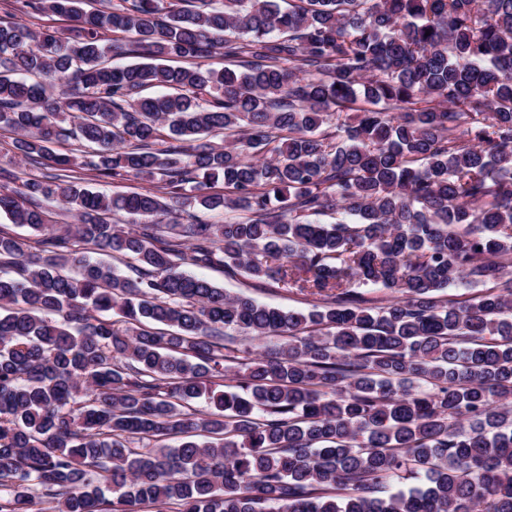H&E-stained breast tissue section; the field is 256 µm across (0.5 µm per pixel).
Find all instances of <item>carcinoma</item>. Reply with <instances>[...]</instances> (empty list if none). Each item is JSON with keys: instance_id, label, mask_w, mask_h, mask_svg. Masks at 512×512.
Segmentation results:
<instances>
[{"instance_id": "carcinoma-1", "label": "carcinoma", "mask_w": 512, "mask_h": 512, "mask_svg": "<svg viewBox=\"0 0 512 512\" xmlns=\"http://www.w3.org/2000/svg\"><path fill=\"white\" fill-rule=\"evenodd\" d=\"M16 3L75 27L0 19V512H512V0ZM76 175L84 178L92 187L107 193H122L128 191H140L150 188L155 182H149L147 179L135 178L133 176L126 177L122 181H112L111 179L99 178L94 172L87 171L78 166L75 168ZM182 269L189 273L205 276L216 281L223 286L228 293H244L266 305L284 309H307L310 307L308 301H305L304 297L295 290H287L277 284L268 283L259 285L240 276L237 278H229L224 275L223 271L202 268L192 264H186Z\"/></svg>"}]
</instances>
